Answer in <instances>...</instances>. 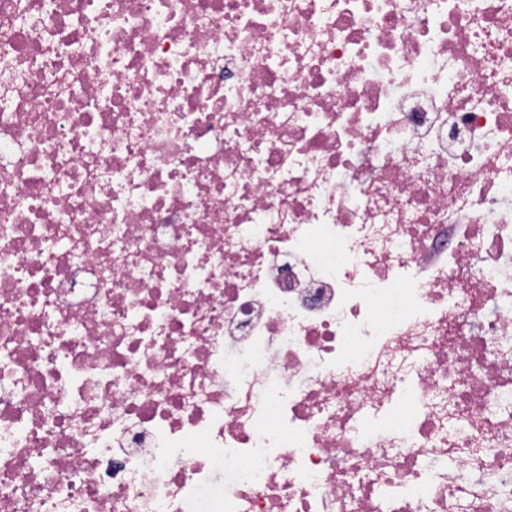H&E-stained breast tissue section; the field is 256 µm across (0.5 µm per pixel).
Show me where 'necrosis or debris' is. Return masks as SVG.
Listing matches in <instances>:
<instances>
[{"label":"necrosis or debris","mask_w":512,"mask_h":512,"mask_svg":"<svg viewBox=\"0 0 512 512\" xmlns=\"http://www.w3.org/2000/svg\"><path fill=\"white\" fill-rule=\"evenodd\" d=\"M511 265L512 0H0V512H512Z\"/></svg>","instance_id":"obj_1"}]
</instances>
